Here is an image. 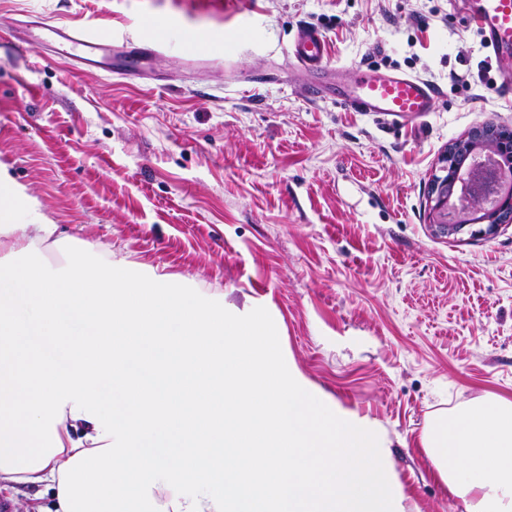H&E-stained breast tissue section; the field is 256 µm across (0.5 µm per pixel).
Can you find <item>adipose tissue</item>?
<instances>
[{
	"instance_id": "1",
	"label": "adipose tissue",
	"mask_w": 512,
	"mask_h": 512,
	"mask_svg": "<svg viewBox=\"0 0 512 512\" xmlns=\"http://www.w3.org/2000/svg\"><path fill=\"white\" fill-rule=\"evenodd\" d=\"M0 168V494L44 512H406L386 440L239 311L58 235ZM118 389L128 415L107 408ZM175 432L174 451L149 447ZM467 512H512V402L440 414L422 438ZM49 498L44 490L39 492V488L19 487V491L13 495V500H2L0 504L6 505L9 512H35L39 507L48 505Z\"/></svg>"
}]
</instances>
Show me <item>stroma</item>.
Listing matches in <instances>:
<instances>
[{"label": "stroma", "mask_w": 512, "mask_h": 512, "mask_svg": "<svg viewBox=\"0 0 512 512\" xmlns=\"http://www.w3.org/2000/svg\"><path fill=\"white\" fill-rule=\"evenodd\" d=\"M18 20L167 47L113 78L14 53ZM305 26L328 41L329 88L398 71L434 85L433 111L309 101L289 52ZM487 124L512 129V90L449 0H0V166L61 231L270 309L311 387L382 430L407 512H466L427 423L512 400V224L448 237L429 220L449 144Z\"/></svg>", "instance_id": "stroma-1"}]
</instances>
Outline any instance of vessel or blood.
<instances>
[{
    "mask_svg": "<svg viewBox=\"0 0 512 512\" xmlns=\"http://www.w3.org/2000/svg\"><path fill=\"white\" fill-rule=\"evenodd\" d=\"M459 5L464 20L480 34L483 47L493 56L503 85L512 84V0H459ZM13 44L23 53H55L73 67L123 78L135 75L142 60L163 47L158 40L118 47L113 45L111 34L45 22L33 23ZM291 55L310 78L308 99L324 98L326 89L319 77L327 71L329 60L323 33L313 27L300 30ZM435 95V87L424 79L361 67L353 82L337 92L336 99L356 112L401 118L433 111Z\"/></svg>",
    "mask_w": 512,
    "mask_h": 512,
    "instance_id": "obj_1",
    "label": "vessel or blood"
}]
</instances>
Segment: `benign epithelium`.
<instances>
[{"instance_id": "benign-epithelium-1", "label": "benign epithelium", "mask_w": 512, "mask_h": 512, "mask_svg": "<svg viewBox=\"0 0 512 512\" xmlns=\"http://www.w3.org/2000/svg\"><path fill=\"white\" fill-rule=\"evenodd\" d=\"M495 155L512 150V130L492 125L482 126L451 145L446 157L445 175L433 180L429 198L431 223L444 235L456 236L464 232L468 224L448 221V202L456 184H461L459 202L461 209L483 212L486 224L471 231V236L492 235L504 224L512 223V187L506 185L494 165L474 169L466 179L459 180V173L450 169L451 160L459 154L475 148Z\"/></svg>"}]
</instances>
